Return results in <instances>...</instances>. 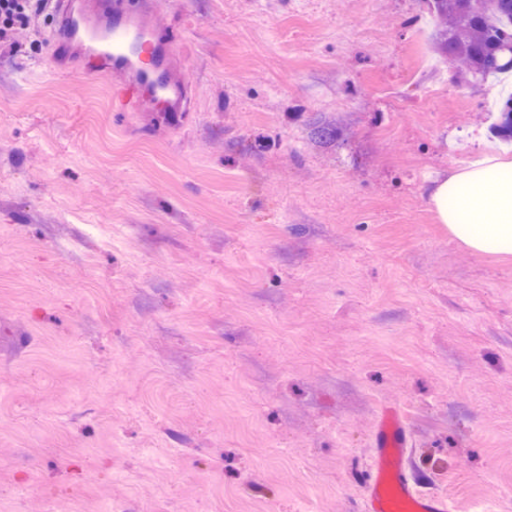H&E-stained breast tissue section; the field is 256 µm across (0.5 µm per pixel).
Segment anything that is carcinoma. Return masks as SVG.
I'll list each match as a JSON object with an SVG mask.
<instances>
[{"instance_id": "cac0c4a2", "label": "carcinoma", "mask_w": 512, "mask_h": 512, "mask_svg": "<svg viewBox=\"0 0 512 512\" xmlns=\"http://www.w3.org/2000/svg\"><path fill=\"white\" fill-rule=\"evenodd\" d=\"M448 62L478 83L512 71V0H431ZM493 132L512 140V97Z\"/></svg>"}]
</instances>
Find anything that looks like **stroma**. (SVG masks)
I'll list each match as a JSON object with an SVG mask.
<instances>
[{
	"instance_id": "1",
	"label": "stroma",
	"mask_w": 512,
	"mask_h": 512,
	"mask_svg": "<svg viewBox=\"0 0 512 512\" xmlns=\"http://www.w3.org/2000/svg\"><path fill=\"white\" fill-rule=\"evenodd\" d=\"M182 124L0 55V512H352L384 405L449 512H512V256L425 204L506 84L427 0H151Z\"/></svg>"
}]
</instances>
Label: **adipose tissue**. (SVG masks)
I'll return each instance as SVG.
<instances>
[{
  "label": "adipose tissue",
  "mask_w": 512,
  "mask_h": 512,
  "mask_svg": "<svg viewBox=\"0 0 512 512\" xmlns=\"http://www.w3.org/2000/svg\"><path fill=\"white\" fill-rule=\"evenodd\" d=\"M425 203L470 252L511 254L512 152L491 148L477 162L435 179Z\"/></svg>",
  "instance_id": "ef3b65f1"
}]
</instances>
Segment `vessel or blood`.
I'll list each match as a JSON object with an SVG mask.
<instances>
[{
  "label": "vessel or blood",
  "instance_id": "b4317fda",
  "mask_svg": "<svg viewBox=\"0 0 512 512\" xmlns=\"http://www.w3.org/2000/svg\"><path fill=\"white\" fill-rule=\"evenodd\" d=\"M59 25L57 48L80 46L83 66L97 74L127 72L114 88L116 111L126 112L151 99L169 123H177L186 87L166 67L169 44L146 21L144 10L129 11L122 0H48ZM409 436L399 410L385 407L375 432L373 459L353 477L363 489L362 512H448L447 499L422 491L421 475L408 464Z\"/></svg>",
  "mask_w": 512,
  "mask_h": 512
}]
</instances>
